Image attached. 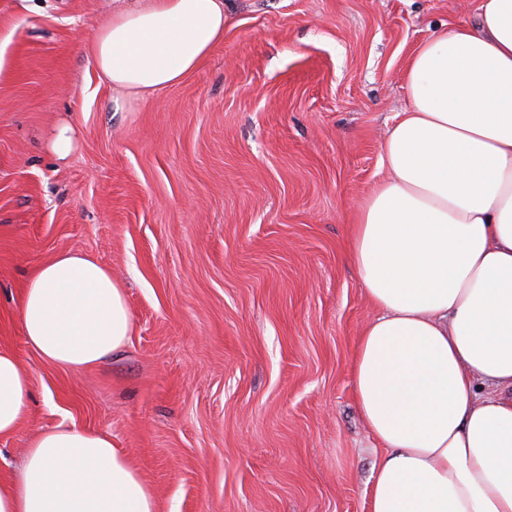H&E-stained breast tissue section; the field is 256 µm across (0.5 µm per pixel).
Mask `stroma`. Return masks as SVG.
Segmentation results:
<instances>
[{"instance_id":"1","label":"stroma","mask_w":512,"mask_h":512,"mask_svg":"<svg viewBox=\"0 0 512 512\" xmlns=\"http://www.w3.org/2000/svg\"><path fill=\"white\" fill-rule=\"evenodd\" d=\"M475 7L226 0L223 43L118 108L87 52L112 0H0V348L34 381L0 480L34 435L73 424L110 435L162 512H368L381 451L351 363L375 311L347 230L384 175L410 52ZM60 252L110 268L134 317L121 352L78 373L45 364L19 322ZM73 127L70 124L58 126L50 141L51 151L60 159L69 155L73 147Z\"/></svg>"}]
</instances>
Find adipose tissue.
<instances>
[{"label": "adipose tissue", "mask_w": 512, "mask_h": 512, "mask_svg": "<svg viewBox=\"0 0 512 512\" xmlns=\"http://www.w3.org/2000/svg\"><path fill=\"white\" fill-rule=\"evenodd\" d=\"M224 0H134L91 44L99 77L145 98L224 40ZM407 104L382 144L383 179L357 204L347 259L376 314L352 361L354 396L383 454L369 512H512V0L411 51ZM20 325L48 365L81 371L128 342L124 287L87 254L39 265ZM33 398L0 348V437ZM0 512H159L106 434L58 426L29 443Z\"/></svg>", "instance_id": "ef3b65f1"}]
</instances>
